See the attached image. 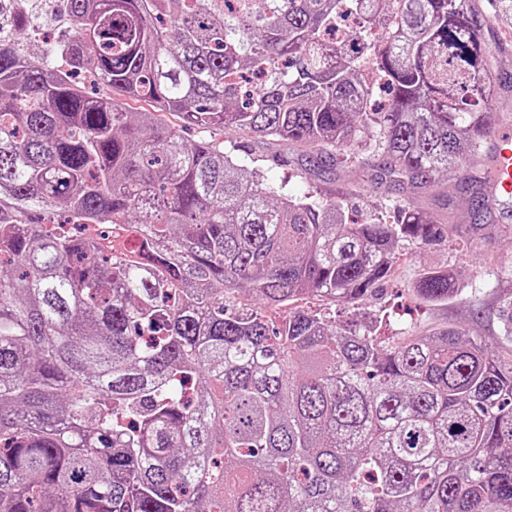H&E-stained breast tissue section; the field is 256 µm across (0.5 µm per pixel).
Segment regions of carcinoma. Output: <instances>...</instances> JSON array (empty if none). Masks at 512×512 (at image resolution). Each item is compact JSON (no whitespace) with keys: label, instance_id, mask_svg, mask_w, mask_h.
<instances>
[{"label":"carcinoma","instance_id":"carcinoma-1","mask_svg":"<svg viewBox=\"0 0 512 512\" xmlns=\"http://www.w3.org/2000/svg\"><path fill=\"white\" fill-rule=\"evenodd\" d=\"M470 2L0 0V512H512V360L267 315L376 298L442 225L353 221L167 119L433 185L499 121ZM412 293L463 289L428 266Z\"/></svg>","mask_w":512,"mask_h":512}]
</instances>
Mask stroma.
Returning a JSON list of instances; mask_svg holds the SVG:
<instances>
[{"mask_svg": "<svg viewBox=\"0 0 512 512\" xmlns=\"http://www.w3.org/2000/svg\"><path fill=\"white\" fill-rule=\"evenodd\" d=\"M479 18H490L486 32L490 47L498 49L492 71L499 97L494 111L512 114V0H480ZM224 141L239 145L263 168L268 182L289 180L291 187L313 186L325 194L346 197L358 218L383 209L393 212L406 197L426 212L448 221L445 239L432 244L403 243L402 256L391 280L376 300L363 309L373 315H387L394 328H407L416 335H429L447 325L464 326L470 335L481 338L505 359H512V318L506 302L512 301V244L500 239L476 238L470 228L473 191L464 181L479 176L481 164L466 163L435 186L408 191L390 179L377 180L376 166H314L302 148L285 141H269L233 130ZM448 266L466 285L464 298L442 304H426L411 292L422 270L430 265Z\"/></svg>", "mask_w": 512, "mask_h": 512, "instance_id": "35a3bbf8", "label": "stroma"}]
</instances>
